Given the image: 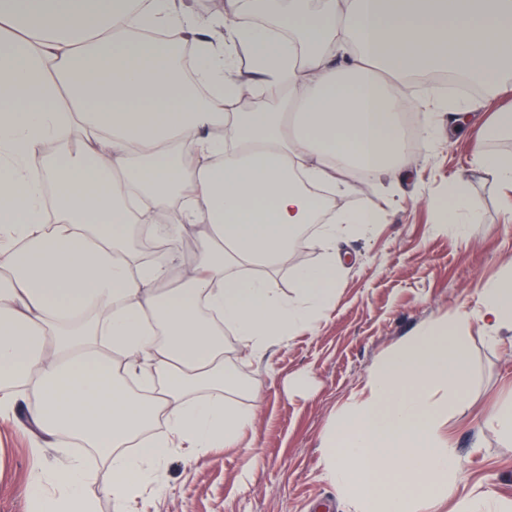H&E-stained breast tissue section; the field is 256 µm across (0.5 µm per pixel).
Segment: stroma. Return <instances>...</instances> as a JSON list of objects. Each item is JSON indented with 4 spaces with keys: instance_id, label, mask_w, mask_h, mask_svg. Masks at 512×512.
Wrapping results in <instances>:
<instances>
[{
    "instance_id": "stroma-1",
    "label": "stroma",
    "mask_w": 512,
    "mask_h": 512,
    "mask_svg": "<svg viewBox=\"0 0 512 512\" xmlns=\"http://www.w3.org/2000/svg\"><path fill=\"white\" fill-rule=\"evenodd\" d=\"M413 90L426 100L415 110L423 136L407 155L413 179L398 186L389 175L369 182L352 172L343 176L347 189L337 195L336 211L362 205L384 220L366 236L337 242L343 271L335 307L314 332L260 359L244 360L236 337L225 333L224 361L251 385L229 399L244 408L260 404L254 428L237 448L171 455L163 490L146 494V512H316L321 500L332 501L334 512H349L323 471V436L386 355L423 327L475 311L481 288L512 265L504 192L471 168L476 145L512 153V134L495 138L478 125L449 134L435 108L447 91L418 84ZM462 172L470 175L480 218L464 238L449 229L442 206L449 181ZM467 334L469 394L447 414L462 470L454 497L512 499V441L485 423L512 398V345L489 343L476 321ZM30 405L19 400L10 419H0V512H30L31 473L63 452H82L98 486L109 485L105 458L72 439L34 453Z\"/></svg>"
}]
</instances>
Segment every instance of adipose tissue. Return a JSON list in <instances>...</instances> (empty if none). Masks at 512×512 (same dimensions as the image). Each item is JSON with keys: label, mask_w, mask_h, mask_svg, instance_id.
Instances as JSON below:
<instances>
[{"label": "adipose tissue", "mask_w": 512, "mask_h": 512, "mask_svg": "<svg viewBox=\"0 0 512 512\" xmlns=\"http://www.w3.org/2000/svg\"><path fill=\"white\" fill-rule=\"evenodd\" d=\"M230 2L300 34L228 25L193 0H0V417L31 398L42 441L100 451L116 512L161 490L176 450L236 448L252 429L255 408L225 399L246 387L224 362L225 331L260 358L335 306L337 239L381 218L333 200L342 173L404 169L400 85L464 69L511 102L484 117L487 132L512 129V0ZM239 51L263 76L255 92L287 93V111L237 110ZM133 224L197 228L196 261L176 275L138 262ZM311 224L328 258L289 266ZM288 266L291 297L265 275ZM473 319L493 342L512 333V271L482 288L475 314L384 357L324 435L326 474L355 512H441L454 493L441 427L465 400ZM160 416L166 433L147 435ZM31 485L32 512H94L81 457Z\"/></svg>", "instance_id": "adipose-tissue-1"}]
</instances>
